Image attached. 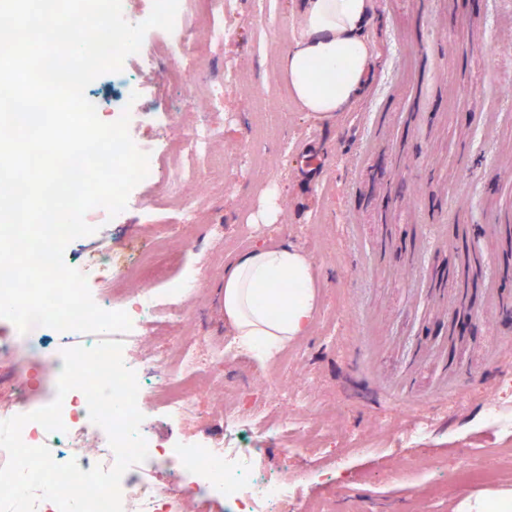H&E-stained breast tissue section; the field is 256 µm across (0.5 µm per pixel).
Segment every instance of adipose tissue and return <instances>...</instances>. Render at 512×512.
<instances>
[{"mask_svg": "<svg viewBox=\"0 0 512 512\" xmlns=\"http://www.w3.org/2000/svg\"><path fill=\"white\" fill-rule=\"evenodd\" d=\"M373 0H297L298 30L279 74L298 111L323 121L347 110L374 67L368 39ZM313 261L303 249L260 244L224 267V325L259 367L306 335L315 311ZM265 297H258V290Z\"/></svg>", "mask_w": 512, "mask_h": 512, "instance_id": "adipose-tissue-1", "label": "adipose tissue"}]
</instances>
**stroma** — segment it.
<instances>
[{
    "label": "stroma",
    "instance_id": "35a3bbf8",
    "mask_svg": "<svg viewBox=\"0 0 512 512\" xmlns=\"http://www.w3.org/2000/svg\"><path fill=\"white\" fill-rule=\"evenodd\" d=\"M374 14L376 64L365 90L325 123L297 112L277 74L297 28L292 0H268L260 15L253 0H234L222 19L225 42L209 46L194 35L150 64L130 60L121 85L108 73L94 80L86 92L99 100L103 122L141 113L130 131L135 143L175 142L204 117L222 131L212 143L217 154L253 141L258 99L278 101L264 144L270 166L233 171L211 194L183 183L178 204L159 213L148 202L162 183L135 187L123 216L72 241L64 259L82 265L106 249L126 257L155 217L176 225L182 205L201 206L193 233L218 261L182 312L194 335L217 344L227 334L218 297L225 264L258 242L302 247L316 283L307 336L268 368L224 367L233 384L263 376L264 391L249 403L282 418L291 434L284 442L246 436L243 444L295 476L294 512L316 501L351 502L358 512H481L512 502V466L496 455L504 436L487 412L493 401L512 412V326L501 321L512 307V105L504 91L512 9L503 0H374ZM201 47L222 99L207 114L195 98ZM228 63L247 87L225 81ZM172 67L187 74L181 88L169 83ZM159 101L173 104L169 119L151 113ZM264 185L279 194L268 224L257 220ZM458 313L473 314L477 335L459 334ZM57 358L45 344L19 362L0 361V391L24 369L52 375ZM284 383L306 400L283 405ZM221 400L220 389L200 392L196 417L155 414L150 428L169 442L220 437L210 413ZM422 419L430 432L407 440ZM332 457L347 482L326 475ZM408 461L420 463L416 477L402 472ZM481 463L496 466L495 481L463 482Z\"/></svg>",
    "mask_w": 512,
    "mask_h": 512
}]
</instances>
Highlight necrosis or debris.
<instances>
[{"label": "necrosis or debris", "mask_w": 512, "mask_h": 512, "mask_svg": "<svg viewBox=\"0 0 512 512\" xmlns=\"http://www.w3.org/2000/svg\"><path fill=\"white\" fill-rule=\"evenodd\" d=\"M224 0H179L172 32V44H179L191 30L192 15L206 16L210 22V41H224L227 32L217 24L223 16ZM216 130L202 122L185 139L186 150L206 159L220 173L238 168H253L261 163L259 145L244 151L216 157L211 145ZM146 248L125 261L104 256L95 266L83 267L92 298L108 311H124L131 319L130 331L119 334L123 343L122 357L132 369L139 384L137 406L142 414L159 413L169 420H183L198 413L195 386L201 375H209L211 384H223L224 364L234 358L232 344L203 346L201 340L180 337V319L171 306L181 297L193 293L196 277H189L179 287H171L173 276L167 245L175 234L171 224L151 225ZM132 277L141 287L136 296L117 297L113 281ZM167 325L176 336V348L154 347L141 352L146 333L157 325ZM242 390H224L225 407L219 415L223 437L199 438L191 450L148 440V457L141 466L129 469L120 482L123 512H184L188 497L207 501L216 496L233 500L236 512H288L294 480L283 469L259 464L258 449L242 447L237 435L246 429L260 436L287 439V425L269 424L260 409L240 407ZM64 430L49 432L36 422L25 425L23 442L31 447L47 446L53 460L63 464L77 460L82 470L94 466L111 469L116 461L105 430L93 424L88 415L85 395L70 391L63 400Z\"/></svg>", "instance_id": "4bbe7bcc"}]
</instances>
